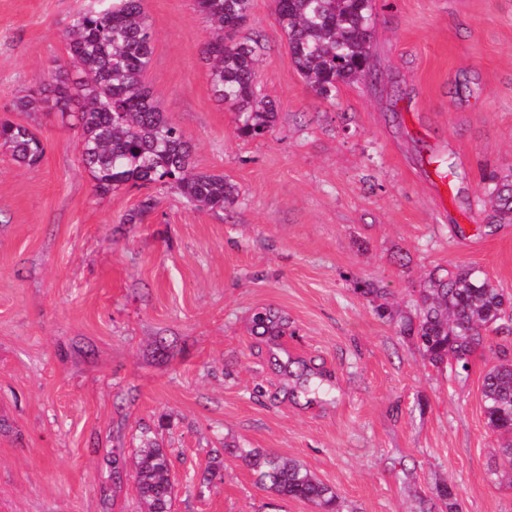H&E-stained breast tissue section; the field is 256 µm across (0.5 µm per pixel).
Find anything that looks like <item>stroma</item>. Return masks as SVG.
Returning <instances> with one entry per match:
<instances>
[{"label": "stroma", "instance_id": "obj_1", "mask_svg": "<svg viewBox=\"0 0 512 512\" xmlns=\"http://www.w3.org/2000/svg\"><path fill=\"white\" fill-rule=\"evenodd\" d=\"M91 3L0 0V116L45 145L33 166L0 148V512H145L148 439L171 459L174 512H315L271 506L243 448L298 461L344 512H447L444 480L461 512H512L482 400L512 320L465 372L403 332L430 276L474 266L512 295V223L491 202L512 176V0H375L372 73L328 99L274 0H252L257 90L277 109L256 139L212 93L194 0H145V82L237 196L216 212L170 190L135 223L144 190L97 195L78 129L13 108L65 63ZM268 308L288 319L273 343L253 331ZM298 361L319 390L289 386Z\"/></svg>", "mask_w": 512, "mask_h": 512}]
</instances>
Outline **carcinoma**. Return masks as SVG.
Listing matches in <instances>:
<instances>
[{"label":"carcinoma","instance_id":"obj_1","mask_svg":"<svg viewBox=\"0 0 512 512\" xmlns=\"http://www.w3.org/2000/svg\"><path fill=\"white\" fill-rule=\"evenodd\" d=\"M252 0H195L197 11L214 25L204 47L216 99L237 113L240 135L268 132L276 106L256 95L258 39L240 35ZM275 14L293 63L306 83L329 98L341 83L371 71L373 0H275ZM65 69L46 85L16 99L18 112H59L75 118L78 150L100 196L126 185L174 190L188 203L213 211L233 204L235 188L220 175L195 171L183 131L168 120L144 82L153 33L143 0H94L74 15L65 31ZM0 146L15 161L32 166L45 148L25 125L0 121ZM499 211L512 215V183L494 189ZM512 297L476 268L432 277L418 292L415 315L404 332L419 341L432 365L448 362L461 370L501 320ZM287 323L268 310L255 316L257 335L279 337ZM487 426L512 434L503 419L512 413V360L494 365L483 380ZM240 457L277 497L301 500L320 512H340L338 495L300 463L241 450ZM137 488L147 512H166L172 488L166 451L149 442L139 449Z\"/></svg>","mask_w":512,"mask_h":512}]
</instances>
